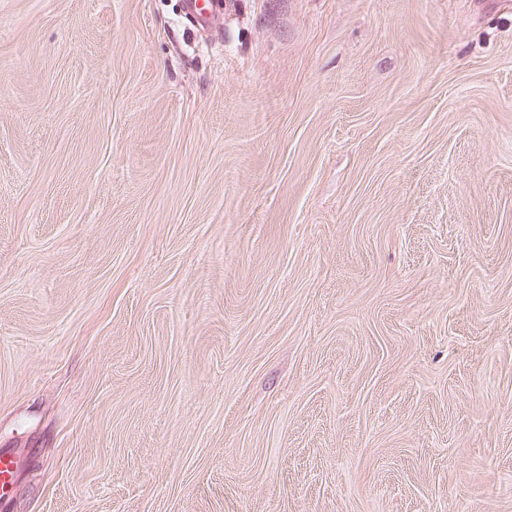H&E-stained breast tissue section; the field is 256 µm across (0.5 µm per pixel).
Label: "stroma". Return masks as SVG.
Masks as SVG:
<instances>
[{"mask_svg": "<svg viewBox=\"0 0 512 512\" xmlns=\"http://www.w3.org/2000/svg\"><path fill=\"white\" fill-rule=\"evenodd\" d=\"M0 0L4 512H512V0Z\"/></svg>", "mask_w": 512, "mask_h": 512, "instance_id": "35a3bbf8", "label": "stroma"}]
</instances>
